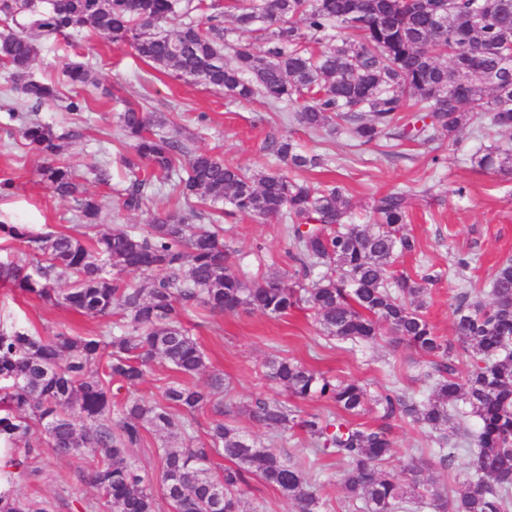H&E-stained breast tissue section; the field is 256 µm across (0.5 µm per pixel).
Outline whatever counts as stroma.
<instances>
[{
  "instance_id": "1",
  "label": "stroma",
  "mask_w": 512,
  "mask_h": 512,
  "mask_svg": "<svg viewBox=\"0 0 512 512\" xmlns=\"http://www.w3.org/2000/svg\"><path fill=\"white\" fill-rule=\"evenodd\" d=\"M70 61L93 64L104 84L114 90V97L94 102L82 115L69 113L66 105L73 91L59 78ZM33 71L59 86V98L43 106L38 117L55 132L68 133L61 162L80 170L96 161L109 164L110 185L87 184L90 193L106 201V224L144 228L152 213L187 206L184 198L165 188L150 211L122 207L118 195L123 174L120 157L126 148L118 140L117 122L128 99L143 103L147 111L164 113L167 132H180L192 147L212 150L228 163L279 168L267 144L285 137L304 151L326 155V168L296 171L292 177L343 184L357 217H365L378 194L394 190L412 194L406 231L416 240L417 251L400 257L395 271L428 278L426 314L440 335L453 336L454 310L460 297L472 302L487 300L493 269L512 257V176L475 171L469 161L480 148L512 147V135L485 137L471 124L463 129L455 146L440 136L430 142L395 140L365 146L345 130L330 134L306 129L292 122L288 113L271 111L257 102H235L202 84L160 72L139 60L131 47L90 31L73 47L52 39L43 41ZM10 86L9 69L0 68V222L25 224L36 232L47 224L76 229L77 201L59 198L41 180V155L23 138L20 123L8 116L9 110L20 106L18 94ZM287 225L284 218L268 223L248 216L223 220L224 239L236 250L235 269L240 276L253 279L277 273L287 285L295 284ZM461 259L466 260V268L458 267ZM109 326V320L86 319L0 283V329L45 335L66 327L85 335ZM187 326L203 345L209 370L223 373L237 407L259 395L286 400V393L264 376V362L272 355L298 360L335 378L365 381L374 395L392 386L410 389L421 398L428 394L423 378L425 357L408 362L405 354L393 351L383 338L368 346L328 338L309 310L278 318L258 313L192 317ZM392 428L394 456L385 469L396 473L419 449L431 448L432 441L425 430L400 419L393 420ZM10 454V449L0 445L1 490L48 499L56 505L54 512H78L80 501L98 495L87 481L94 458L62 459L47 448L35 462L36 473L20 478L4 465Z\"/></svg>"
}]
</instances>
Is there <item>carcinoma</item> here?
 <instances>
[{
    "instance_id": "carcinoma-1",
    "label": "carcinoma",
    "mask_w": 512,
    "mask_h": 512,
    "mask_svg": "<svg viewBox=\"0 0 512 512\" xmlns=\"http://www.w3.org/2000/svg\"><path fill=\"white\" fill-rule=\"evenodd\" d=\"M227 16L257 38L229 43ZM86 29L234 101L260 97L274 110L293 103L291 118L304 127L344 123L362 145L438 134L454 143L466 124L481 125L486 116L488 131L512 132V0H0V65L11 70L28 108L9 118L21 122L23 137L43 156L41 180L76 200L81 220L77 232L48 226L34 234L1 224L33 254L23 265H0V281L88 318H115L112 329L91 335L0 332V378L11 381L0 437L24 449L11 466L28 473L44 446L59 458L99 456L91 472L98 497L85 501L84 512H159L162 500L173 512H242L252 477L278 490L295 512H323L324 486L306 466L224 422V374L194 383L207 369L206 354L184 325L191 314L279 317L298 308L314 311L331 339L369 344L386 336L392 347L429 358L431 394L419 399L395 388L373 399L359 380L274 356L267 377L295 399L332 405L337 416L256 398L243 408L254 427L300 429L314 455L336 459L349 505L363 512H412L423 501L433 512H512V258L492 272L490 302L459 301L452 341L424 313L426 280L393 271L397 258L417 247L405 231L408 194L374 198L368 221L353 224L345 187L300 183L280 169L257 172L192 150L179 136L156 132L163 120L136 102L119 115L128 147L121 156L126 209L150 208L159 184L215 217L224 213L220 203L232 206L231 215L263 221L285 215L292 260L304 274L315 266L325 271L309 287H288L278 274L244 281L231 268L235 248L201 223L202 212L158 215L145 232L133 225L99 230L104 201L57 160L73 133L58 135L29 116L58 97L55 85L31 72L40 52L34 33L57 38ZM63 81L100 89L84 63L67 65ZM268 149L295 170L326 164L291 139H273ZM471 162L512 174V150L478 151ZM459 347L471 359L463 377ZM159 366L171 372L161 397H137ZM372 403L383 423L352 420ZM205 412L207 440L198 446L194 426ZM469 416L477 420L469 472L453 499L426 477L433 465L453 466L455 455L445 448L431 461L411 457L397 474L382 469L394 450L386 421L399 417L435 432L441 444ZM151 432L161 439L157 487L128 460ZM214 454L227 462L218 474L210 467ZM0 512H52V504L0 494Z\"/></svg>"
}]
</instances>
